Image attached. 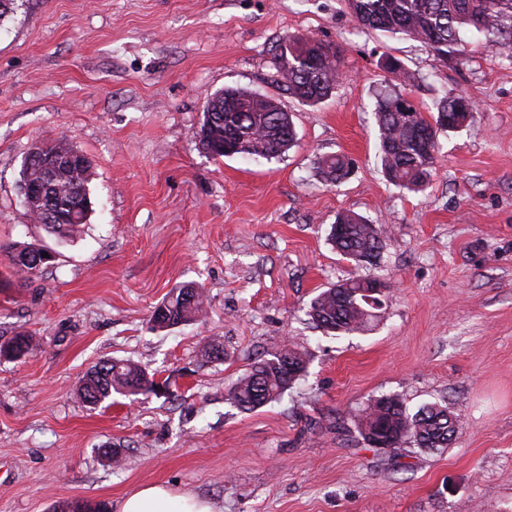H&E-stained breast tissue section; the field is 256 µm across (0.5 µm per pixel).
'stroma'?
Segmentation results:
<instances>
[{
  "instance_id": "35a3bbf8",
  "label": "stroma",
  "mask_w": 512,
  "mask_h": 512,
  "mask_svg": "<svg viewBox=\"0 0 512 512\" xmlns=\"http://www.w3.org/2000/svg\"><path fill=\"white\" fill-rule=\"evenodd\" d=\"M288 34L339 47L324 102L278 82L272 49ZM465 48V61H442L361 31L344 0H18L0 19V343L23 331L33 348L0 358V512H116L153 483L214 512H512V64L483 42ZM389 56L401 76L384 71ZM385 85L423 107L457 93L475 103L467 127L440 134L425 192L382 171ZM227 88L278 99L296 145L269 160L206 153L205 98ZM55 140L91 162L94 210L72 242L32 222L18 190L32 144ZM333 153L354 163L335 186L316 169ZM349 210L388 230L371 272L389 291L366 331L334 336L307 310L358 272L328 240ZM13 243L53 257L13 275ZM185 282L205 314L153 330L154 308ZM214 339L223 359L204 355ZM287 342L307 350L306 375L261 408L231 405L239 376ZM112 358L170 394L89 407L79 382ZM382 395L412 412L448 403L455 441L366 445L353 417Z\"/></svg>"
}]
</instances>
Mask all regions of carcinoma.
<instances>
[{
	"mask_svg": "<svg viewBox=\"0 0 512 512\" xmlns=\"http://www.w3.org/2000/svg\"><path fill=\"white\" fill-rule=\"evenodd\" d=\"M359 29L407 36L424 44L435 57L463 56L462 35L483 41L498 57L512 63V0H345ZM273 63L288 94L304 104L328 99L338 84V49L308 34H289L274 46ZM404 95L383 92L374 109L378 157L386 177L396 186L422 192L429 184L437 155L438 135L466 125L474 111L471 98L446 95L429 113L419 106L400 108ZM202 148L214 157L235 155L272 158L296 142L291 115L271 96L264 100L254 93L230 88L210 95L204 102L198 132ZM72 146L64 140L45 144L43 157L27 173L25 181L42 189L27 213L58 240L75 239L82 232L92 200L87 187L90 165L61 167L56 161L68 156ZM322 179L336 185L350 174L343 154L322 156L318 161ZM343 231H331L336 251L345 259L374 266L380 257L386 229L363 216L347 212L336 217ZM42 249L28 245L9 246L13 273H30L34 266L19 264L22 257L35 258ZM374 279L356 276L321 291L310 303L308 315L330 333L348 334L365 330L376 315L362 291ZM202 291L190 284L175 287L153 311L151 320L159 329L198 321L204 312ZM32 337L17 333L0 343V357L27 355ZM307 359L299 348L281 346L254 362L228 392V400L241 410H254L279 400L306 372ZM149 383L146 369L128 359L104 360L94 365L78 388L82 400L96 406L125 388L139 389ZM354 422L361 438L375 448H397L412 443L420 448H446L457 435L460 423L448 406L428 403L411 413L394 396L380 397L358 410Z\"/></svg>",
	"mask_w": 512,
	"mask_h": 512,
	"instance_id": "obj_1",
	"label": "carcinoma"
}]
</instances>
